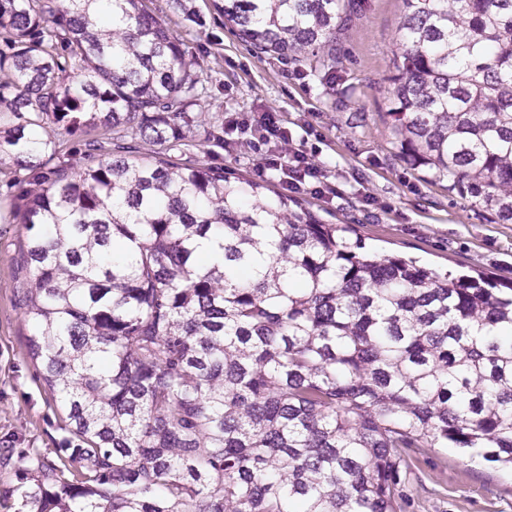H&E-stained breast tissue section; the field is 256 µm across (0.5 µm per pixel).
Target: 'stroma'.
<instances>
[{
  "label": "stroma",
  "instance_id": "stroma-1",
  "mask_svg": "<svg viewBox=\"0 0 512 512\" xmlns=\"http://www.w3.org/2000/svg\"><path fill=\"white\" fill-rule=\"evenodd\" d=\"M149 6L198 58L210 95L200 111L221 122L246 112L280 114L293 132L311 125L321 135L316 164L340 192L333 202L302 195L327 224H347L372 249L419 259L439 271L485 273L512 281V223L497 220L475 199L434 183L409 166L391 134L388 78L399 48L403 0H354V17L329 77L241 41L210 0H196L205 24L186 27L169 0ZM225 131L223 147L174 153L177 161L223 166L232 176H254L261 156ZM14 191L0 176V512H16L18 457L36 449L56 461L70 434L37 368L25 354L28 326L14 303L13 256L22 225L9 212ZM404 512H512V473L469 460L454 448L416 455L403 477Z\"/></svg>",
  "mask_w": 512,
  "mask_h": 512
}]
</instances>
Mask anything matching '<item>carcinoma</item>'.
I'll return each instance as SVG.
<instances>
[{
    "label": "carcinoma",
    "instance_id": "1",
    "mask_svg": "<svg viewBox=\"0 0 512 512\" xmlns=\"http://www.w3.org/2000/svg\"><path fill=\"white\" fill-rule=\"evenodd\" d=\"M351 2L211 0L257 53L327 73ZM403 3L404 160L512 220V0ZM198 68L146 0H0L26 356L74 442L21 453L18 512H398L426 448L512 470V285L371 254L265 181L175 162L224 143Z\"/></svg>",
    "mask_w": 512,
    "mask_h": 512
}]
</instances>
